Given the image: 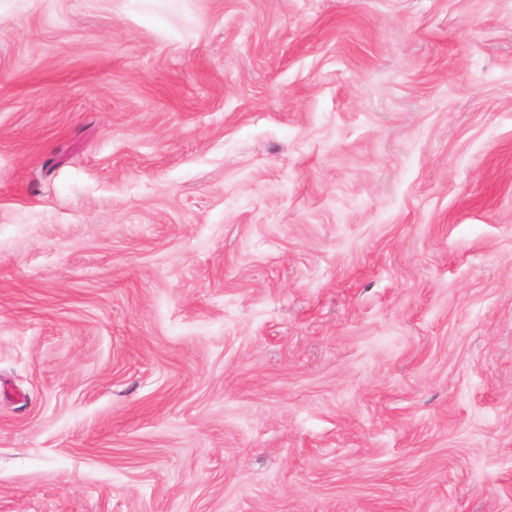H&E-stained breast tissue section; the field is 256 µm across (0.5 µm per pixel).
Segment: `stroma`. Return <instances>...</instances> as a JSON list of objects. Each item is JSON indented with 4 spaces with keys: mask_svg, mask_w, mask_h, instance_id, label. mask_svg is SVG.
Segmentation results:
<instances>
[{
    "mask_svg": "<svg viewBox=\"0 0 512 512\" xmlns=\"http://www.w3.org/2000/svg\"><path fill=\"white\" fill-rule=\"evenodd\" d=\"M0 512H512V0H0Z\"/></svg>",
    "mask_w": 512,
    "mask_h": 512,
    "instance_id": "35a3bbf8",
    "label": "stroma"
}]
</instances>
